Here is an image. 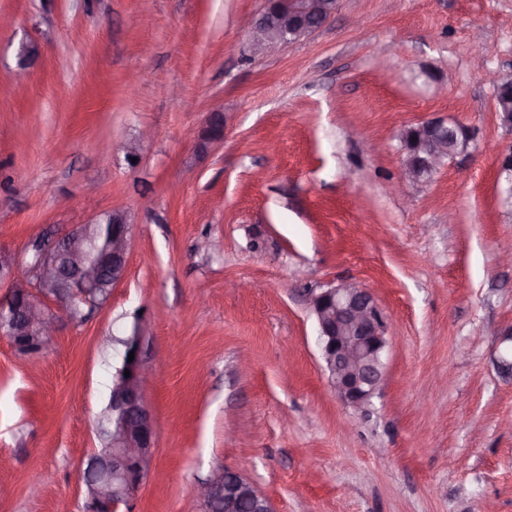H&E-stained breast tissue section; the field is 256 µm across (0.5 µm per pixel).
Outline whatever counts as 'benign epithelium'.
I'll return each instance as SVG.
<instances>
[{
	"label": "benign epithelium",
	"mask_w": 512,
	"mask_h": 512,
	"mask_svg": "<svg viewBox=\"0 0 512 512\" xmlns=\"http://www.w3.org/2000/svg\"><path fill=\"white\" fill-rule=\"evenodd\" d=\"M336 0H266L261 13L245 22L253 34V51L283 50L301 36L321 28L335 13ZM495 111L501 124L512 128V87L499 76H492ZM209 137L199 140L204 150L222 137L223 108H212L207 124ZM457 125L428 119L404 134L407 159L400 180L419 182L439 168L446 157L471 156L474 133L457 134ZM458 140L448 150V141ZM110 223L109 242L104 259L90 262L88 231ZM132 224L128 213L112 210L83 224H74L59 233L29 242L38 258L15 254L0 248V283L6 293L0 296V335L25 336L46 348L65 323L76 322L82 310L92 312L104 306L111 292L100 295L103 283L112 287L127 275ZM307 302L317 323V340L328 378L339 401L358 412H365L385 377L384 352L390 324L380 309L373 289L353 282H342L307 294ZM151 318H135L124 348L134 352L112 381L110 447L89 455L83 472L85 512H131L155 456V422L145 396L149 367L142 356V345ZM130 371L125 376L124 371ZM208 512H237L242 501L250 499L255 512H273L268 497L258 492L240 473L218 469L195 494Z\"/></svg>",
	"instance_id": "obj_1"
}]
</instances>
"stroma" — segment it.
<instances>
[{"label": "stroma", "mask_w": 512, "mask_h": 512, "mask_svg": "<svg viewBox=\"0 0 512 512\" xmlns=\"http://www.w3.org/2000/svg\"><path fill=\"white\" fill-rule=\"evenodd\" d=\"M264 6L0 0V247L115 209L133 223L100 310L33 356L0 335V512H83L105 338L144 312L156 451L133 512H199L219 467L275 512H512V130L484 76L512 78V0H338L256 55L239 21ZM427 118L471 126V158L388 192ZM146 127L137 161L103 157ZM343 281L394 328L364 414L336 399L306 301Z\"/></svg>", "instance_id": "35a3bbf8"}]
</instances>
